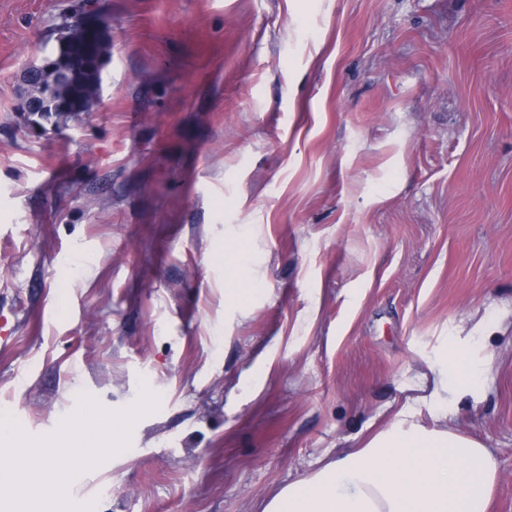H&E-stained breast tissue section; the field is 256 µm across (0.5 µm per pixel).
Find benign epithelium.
Listing matches in <instances>:
<instances>
[{
  "label": "benign epithelium",
  "instance_id": "benign-epithelium-1",
  "mask_svg": "<svg viewBox=\"0 0 512 512\" xmlns=\"http://www.w3.org/2000/svg\"><path fill=\"white\" fill-rule=\"evenodd\" d=\"M110 28V22L91 10L56 27L57 51L27 67L22 76L23 108L28 115L80 111L74 98L79 86L85 101L92 104L99 99Z\"/></svg>",
  "mask_w": 512,
  "mask_h": 512
}]
</instances>
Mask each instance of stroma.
<instances>
[{"mask_svg":"<svg viewBox=\"0 0 512 512\" xmlns=\"http://www.w3.org/2000/svg\"><path fill=\"white\" fill-rule=\"evenodd\" d=\"M85 0H0V402L51 434L160 397L95 512H260L454 415L512 512V0H92L101 96L19 76ZM487 385H433L449 352Z\"/></svg>","mask_w":512,"mask_h":512,"instance_id":"35a3bbf8","label":"stroma"}]
</instances>
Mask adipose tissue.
Wrapping results in <instances>:
<instances>
[{"instance_id": "obj_1", "label": "adipose tissue", "mask_w": 512, "mask_h": 512, "mask_svg": "<svg viewBox=\"0 0 512 512\" xmlns=\"http://www.w3.org/2000/svg\"><path fill=\"white\" fill-rule=\"evenodd\" d=\"M497 477L494 450L444 416L431 429L394 424L363 447L338 449L279 487L262 512H488Z\"/></svg>"}]
</instances>
